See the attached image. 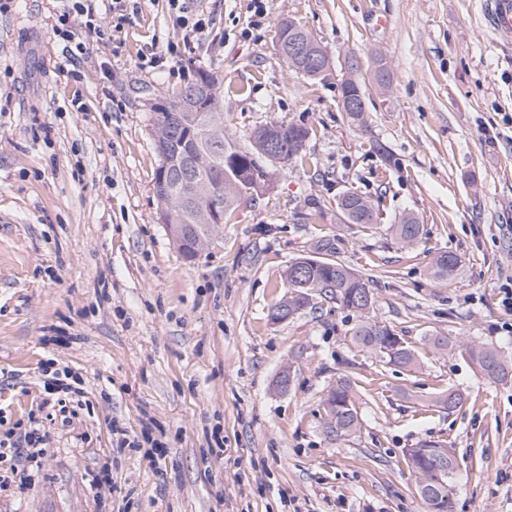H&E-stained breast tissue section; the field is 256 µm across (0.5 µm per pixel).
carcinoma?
<instances>
[{"label":"carcinoma","instance_id":"cac0c4a2","mask_svg":"<svg viewBox=\"0 0 512 512\" xmlns=\"http://www.w3.org/2000/svg\"><path fill=\"white\" fill-rule=\"evenodd\" d=\"M211 87V94L201 97L196 94L199 85ZM162 114L163 131L167 132L168 159L171 168L181 163L182 156L195 142L206 138V128L196 116L209 112H224V96L220 90L218 75L199 71L195 83L174 94L169 101L154 107ZM265 126L255 128L250 134L251 148L240 149L226 133L212 144L209 155L198 171L195 181L183 187L184 195L196 194L199 202L223 217L240 206L245 189L238 170H246L254 160L262 158L265 150ZM307 127L289 123L282 133L284 141L281 155L285 161L303 158L300 143L308 139ZM336 208L349 224H372L376 212L372 200L356 193H348L336 199ZM396 241L403 247L415 244L422 235V225L412 215H405L399 223L391 225ZM461 256L451 251L436 255L431 266L433 279H448L461 266ZM286 288L289 296L271 309L275 313L288 309L292 318L308 308L313 297L320 296L353 313L357 323L352 329L356 343L369 349L386 363L398 367L415 365V353L404 345L394 330L369 317L375 302L372 282L358 274L342 261H331L313 256L293 259L286 269ZM476 370L484 378L504 381L512 378V360L500 350L480 343L464 347ZM463 395L457 391H444L435 398V404L445 409L462 405ZM323 428L332 441H344L357 434L361 417L356 395L349 380L341 379L329 390L324 401ZM410 474L416 491L425 505L426 512H454L452 478L456 468L453 449L435 441H424L406 452Z\"/></svg>","mask_w":512,"mask_h":512}]
</instances>
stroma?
<instances>
[{"label":"stroma","mask_w":512,"mask_h":512,"mask_svg":"<svg viewBox=\"0 0 512 512\" xmlns=\"http://www.w3.org/2000/svg\"><path fill=\"white\" fill-rule=\"evenodd\" d=\"M262 4L259 20L252 0H191L209 20L197 33L168 0H144L121 27L104 12L79 29L74 58L52 31L73 0L0 12V440L35 417L48 448L27 486L23 460L0 456V512H424L405 456L424 440L455 450V512H512V380L485 379L461 349L512 357V44L486 27L483 0ZM288 19L325 48L327 76L280 54ZM172 45L173 67H149ZM350 55L362 127L339 105ZM202 67L240 148L268 122L310 137L187 259L159 221L151 107ZM348 189L375 201L372 228L340 217ZM406 213L423 226L409 248L390 232ZM320 239L373 279L372 316L415 350L413 369L354 344L335 303L269 320L289 262ZM446 250L463 263L433 280ZM438 334L452 349L430 346ZM52 361L85 389L63 414L42 406ZM342 378L362 427L338 444L323 401ZM449 389L464 395L451 411L434 403ZM105 468L111 487H91Z\"/></svg>","instance_id":"obj_1"}]
</instances>
